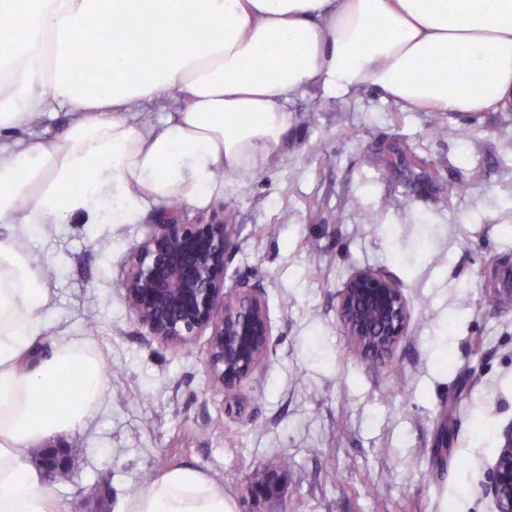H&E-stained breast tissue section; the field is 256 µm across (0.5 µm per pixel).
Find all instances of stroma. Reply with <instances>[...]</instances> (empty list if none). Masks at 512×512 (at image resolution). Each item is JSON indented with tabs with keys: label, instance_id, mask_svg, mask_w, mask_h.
I'll use <instances>...</instances> for the list:
<instances>
[{
	"label": "stroma",
	"instance_id": "obj_1",
	"mask_svg": "<svg viewBox=\"0 0 512 512\" xmlns=\"http://www.w3.org/2000/svg\"><path fill=\"white\" fill-rule=\"evenodd\" d=\"M288 108L286 149L183 214L230 222L226 281L259 285L266 304L270 350L241 403L213 383L207 336L162 345L122 297L156 214L55 226L35 243L55 294L51 333L96 325L110 377L96 417L64 440L72 480L53 489L68 512H112L172 467L208 473L238 512H263L246 482L285 456L279 512H494L481 484L512 429V298L491 291L487 265L512 260V107L406 112L363 88L331 101L310 89ZM411 148L427 167L409 164ZM365 266L409 300L386 363L364 358L337 319L338 290Z\"/></svg>",
	"mask_w": 512,
	"mask_h": 512
}]
</instances>
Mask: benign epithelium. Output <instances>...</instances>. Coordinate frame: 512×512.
Here are the masks:
<instances>
[{"label": "benign epithelium", "instance_id": "obj_1", "mask_svg": "<svg viewBox=\"0 0 512 512\" xmlns=\"http://www.w3.org/2000/svg\"><path fill=\"white\" fill-rule=\"evenodd\" d=\"M228 225L184 224L163 219L127 260L120 290L145 333L159 343L183 347L210 331L207 365L214 381L231 393L259 371L268 355L272 326L262 295L254 288L226 285ZM337 318L366 357H390L406 336L410 311L401 284L381 268H359L337 293ZM52 477L71 469V449L50 448L42 459ZM285 475L268 471L249 481L250 497L279 500ZM495 512H512V430L482 485Z\"/></svg>", "mask_w": 512, "mask_h": 512}]
</instances>
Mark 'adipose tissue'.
<instances>
[{"instance_id":"1","label":"adipose tissue","mask_w":512,"mask_h":512,"mask_svg":"<svg viewBox=\"0 0 512 512\" xmlns=\"http://www.w3.org/2000/svg\"><path fill=\"white\" fill-rule=\"evenodd\" d=\"M139 37L136 53L78 44ZM86 71L76 80V71ZM370 87L410 112L512 105V0H0V512H65L33 449L81 431L110 378L85 338L48 337L54 294L30 248L46 225L137 224L203 207L218 172L284 144L288 103ZM163 102L161 123L140 119ZM67 111L47 144L15 135ZM113 512H236L208 474L172 468Z\"/></svg>"}]
</instances>
